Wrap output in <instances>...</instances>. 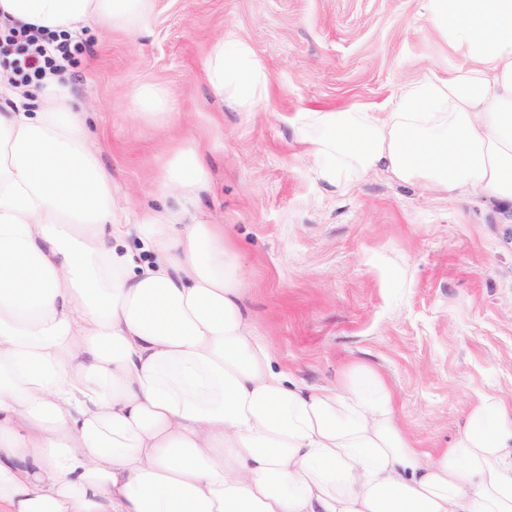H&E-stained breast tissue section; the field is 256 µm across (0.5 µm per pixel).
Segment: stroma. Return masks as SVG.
<instances>
[{"mask_svg": "<svg viewBox=\"0 0 512 512\" xmlns=\"http://www.w3.org/2000/svg\"><path fill=\"white\" fill-rule=\"evenodd\" d=\"M423 0H153L134 32L93 25L70 83L131 217L159 196L170 153L197 151L208 180L194 205L224 225L243 258L246 303L280 363L310 386L363 362L397 399L424 449L446 448L477 396L512 405V206L437 194L380 171L320 181L292 121L306 108L384 107L448 47L424 26ZM246 40L269 97L239 112L213 94L205 57ZM162 89L150 119L131 92Z\"/></svg>", "mask_w": 512, "mask_h": 512, "instance_id": "35a3bbf8", "label": "stroma"}]
</instances>
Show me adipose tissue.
Instances as JSON below:
<instances>
[{"instance_id": "ef3b65f1", "label": "adipose tissue", "mask_w": 512, "mask_h": 512, "mask_svg": "<svg viewBox=\"0 0 512 512\" xmlns=\"http://www.w3.org/2000/svg\"><path fill=\"white\" fill-rule=\"evenodd\" d=\"M425 2L447 71L383 112L302 110L296 136L333 187L347 160L512 204V0ZM150 4L0 0V15L134 31ZM204 76L241 111L268 98L238 37L211 46ZM25 94L0 70V512H512V407L481 396L433 454L371 367L300 383L255 329L223 225L186 220L197 153L166 165L181 207L131 222L71 86L47 82L33 108Z\"/></svg>"}]
</instances>
